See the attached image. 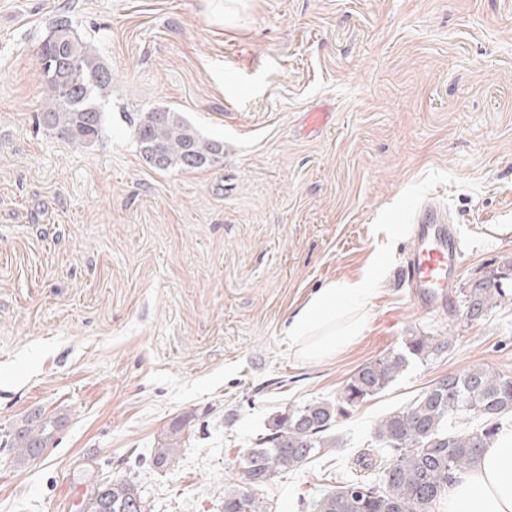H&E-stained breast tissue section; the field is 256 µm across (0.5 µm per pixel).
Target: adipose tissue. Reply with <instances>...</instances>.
Segmentation results:
<instances>
[{
	"label": "adipose tissue",
	"mask_w": 512,
	"mask_h": 512,
	"mask_svg": "<svg viewBox=\"0 0 512 512\" xmlns=\"http://www.w3.org/2000/svg\"><path fill=\"white\" fill-rule=\"evenodd\" d=\"M381 264L371 259L358 277L327 282L288 316L285 336L297 357H336L363 334ZM443 512H512V426L502 427L476 464L455 475L442 494Z\"/></svg>",
	"instance_id": "adipose-tissue-1"
}]
</instances>
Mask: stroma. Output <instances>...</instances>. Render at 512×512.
I'll list each match as a JSON object with an SVG mask.
<instances>
[{"mask_svg": "<svg viewBox=\"0 0 512 512\" xmlns=\"http://www.w3.org/2000/svg\"><path fill=\"white\" fill-rule=\"evenodd\" d=\"M63 15L112 72L89 145L37 121L36 51ZM156 108L223 156L148 164L134 123ZM425 203L462 239L457 288L512 269V0H0V512H62L106 476L148 512H224L277 415L336 401L406 337L451 338L339 417V447L255 492L262 512H301L437 380L511 376L512 288L472 319L461 294L418 310L401 281ZM376 255L361 338L300 361L291 309ZM34 411L64 425L20 462L5 440Z\"/></svg>", "mask_w": 512, "mask_h": 512, "instance_id": "1", "label": "stroma"}]
</instances>
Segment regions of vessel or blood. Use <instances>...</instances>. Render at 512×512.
Listing matches in <instances>:
<instances>
[{
    "mask_svg": "<svg viewBox=\"0 0 512 512\" xmlns=\"http://www.w3.org/2000/svg\"><path fill=\"white\" fill-rule=\"evenodd\" d=\"M412 238L401 270L410 299L424 311L447 310L462 262L459 234L443 213L427 206L414 220Z\"/></svg>",
    "mask_w": 512,
    "mask_h": 512,
    "instance_id": "b4317fda",
    "label": "vessel or blood"
}]
</instances>
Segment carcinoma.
<instances>
[{"label": "carcinoma", "instance_id": "carcinoma-1", "mask_svg": "<svg viewBox=\"0 0 512 512\" xmlns=\"http://www.w3.org/2000/svg\"><path fill=\"white\" fill-rule=\"evenodd\" d=\"M58 44H45L36 56L48 98L38 120L61 137L91 144L101 137L102 101L112 90V73L94 49L72 35L71 21L56 20ZM134 135L141 152L160 170L201 169L223 154L221 142L206 139L177 112L154 109L138 118ZM467 315L478 318L497 306L503 288L479 282L463 291ZM449 341L436 336H409L404 352H389L363 365L347 381L336 402L315 400L278 416L272 429L249 449L248 487L224 493V512H261L251 489L278 471H293L327 448L339 445L331 434L338 416L385 391L409 365L444 352ZM512 417V376L474 366L442 378L400 410L375 425L371 444L357 455L354 474L309 505L310 512H433L455 472L472 467L482 449L496 440ZM62 419L35 413L10 434V448L20 462L39 458L53 440ZM89 512H147L137 486L109 478L93 486Z\"/></svg>", "mask_w": 512, "mask_h": 512}]
</instances>
